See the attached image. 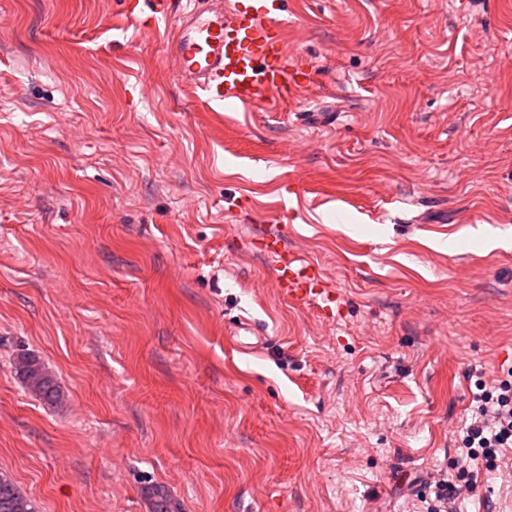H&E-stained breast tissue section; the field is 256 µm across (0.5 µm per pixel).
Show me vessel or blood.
I'll list each match as a JSON object with an SVG mask.
<instances>
[{
  "instance_id": "vessel-or-blood-1",
  "label": "vessel or blood",
  "mask_w": 512,
  "mask_h": 512,
  "mask_svg": "<svg viewBox=\"0 0 512 512\" xmlns=\"http://www.w3.org/2000/svg\"><path fill=\"white\" fill-rule=\"evenodd\" d=\"M128 17L152 28L177 15V32L169 45L178 72L205 105L232 111L285 102L310 83L308 64L291 57L279 19L281 0L245 9L239 0H125ZM259 251L272 259L279 294L296 308H313L324 318L341 314L344 305L328 287L320 267L288 248V227L276 225L261 234ZM235 339L248 338L264 348L267 336L254 323L240 320Z\"/></svg>"
}]
</instances>
